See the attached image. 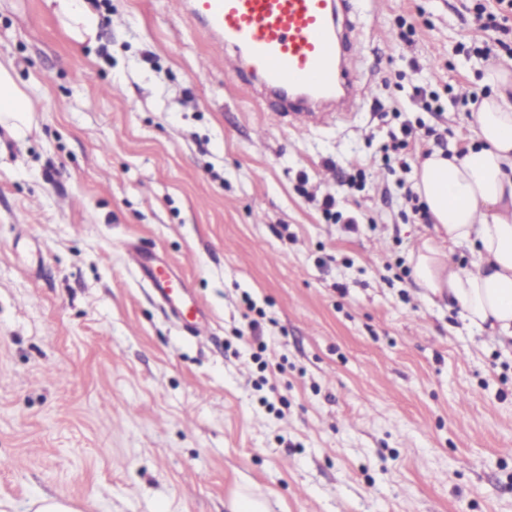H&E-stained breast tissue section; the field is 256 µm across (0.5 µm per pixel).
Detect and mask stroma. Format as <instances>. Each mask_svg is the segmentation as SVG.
Here are the masks:
<instances>
[{
  "label": "stroma",
  "mask_w": 512,
  "mask_h": 512,
  "mask_svg": "<svg viewBox=\"0 0 512 512\" xmlns=\"http://www.w3.org/2000/svg\"><path fill=\"white\" fill-rule=\"evenodd\" d=\"M89 4L79 44L44 0H0V62L34 108L24 140L0 129L7 512H234L244 492L271 512H512V342L416 286L404 197L426 152L473 143L469 92H494L476 0H363L360 109L299 128L225 76L178 0ZM134 247L179 268L208 335Z\"/></svg>",
  "instance_id": "1"
}]
</instances>
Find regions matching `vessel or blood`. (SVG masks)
<instances>
[{
  "label": "vessel or blood",
  "instance_id": "b4317fda",
  "mask_svg": "<svg viewBox=\"0 0 512 512\" xmlns=\"http://www.w3.org/2000/svg\"><path fill=\"white\" fill-rule=\"evenodd\" d=\"M189 18L224 49V72L276 112L308 116L355 111L365 89L355 74L360 36L352 0H185ZM152 288L182 300L186 283L172 266L132 251Z\"/></svg>",
  "mask_w": 512,
  "mask_h": 512
}]
</instances>
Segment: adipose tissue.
I'll return each mask as SVG.
<instances>
[{
    "label": "adipose tissue",
    "instance_id": "1",
    "mask_svg": "<svg viewBox=\"0 0 512 512\" xmlns=\"http://www.w3.org/2000/svg\"><path fill=\"white\" fill-rule=\"evenodd\" d=\"M65 18L76 41L94 38L97 21L87 0H45ZM496 95L474 104L469 116L476 143L459 154L442 151L423 157L414 189L436 232L423 239L412 258L416 285L448 297L471 327L512 339V72L486 70ZM28 95L0 63V126L25 138L32 126ZM473 241L479 259L461 268L441 240Z\"/></svg>",
    "mask_w": 512,
    "mask_h": 512
}]
</instances>
